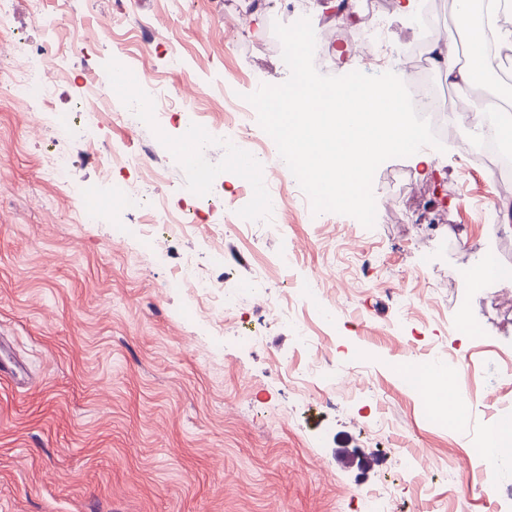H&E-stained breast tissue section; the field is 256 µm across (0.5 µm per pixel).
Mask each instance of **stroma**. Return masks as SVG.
<instances>
[{
    "label": "stroma",
    "instance_id": "1",
    "mask_svg": "<svg viewBox=\"0 0 512 512\" xmlns=\"http://www.w3.org/2000/svg\"><path fill=\"white\" fill-rule=\"evenodd\" d=\"M325 3L311 0L310 20L326 34L314 65L340 76L357 30L328 28ZM11 9L17 64L46 42L62 45L34 23L28 0ZM121 9L95 53L71 55L59 110H72L85 78L112 57L132 79L199 95L210 133L184 140L170 111L146 116L133 135L113 120L57 141L51 113L17 111L0 92V512H366L356 495L384 480L401 486L388 512H512L454 472L512 361V305L491 300L495 282L473 287L466 248L478 242L512 268V189L448 140L430 163L379 166L370 229L304 211L293 192L269 196L262 167L282 160L256 119L247 139H232L224 95L288 78L270 27L297 14L280 0H122ZM449 92L454 111H482L512 93V68ZM92 138L165 161L151 193L174 212L197 203L198 170H210L219 184L208 216L184 236L135 235L142 211L111 202L132 175L103 182ZM49 151L67 154L70 183L96 189L98 223H79L84 200L44 178ZM291 249L297 285L310 291L298 316L331 360L303 398L286 380L305 362L296 331L256 299L287 295L272 265ZM353 252L377 256L384 271L338 279L334 267ZM189 256L238 295L259 346L240 347L200 319L205 301L175 282ZM401 362L448 365L455 390L474 396L463 421L436 425L403 386ZM382 416L390 432H376Z\"/></svg>",
    "mask_w": 512,
    "mask_h": 512
}]
</instances>
